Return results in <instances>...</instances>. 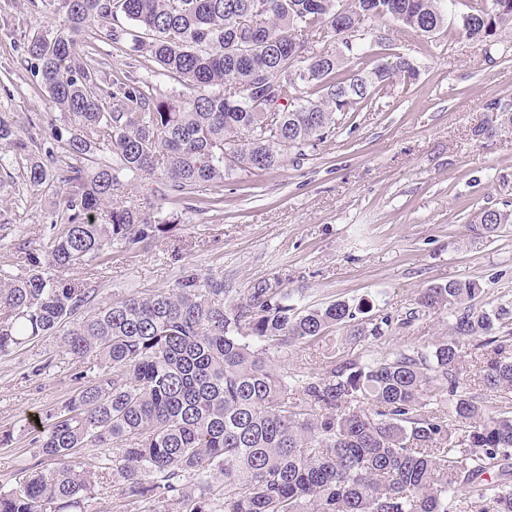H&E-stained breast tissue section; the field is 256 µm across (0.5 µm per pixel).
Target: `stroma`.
Returning a JSON list of instances; mask_svg holds the SVG:
<instances>
[{
  "instance_id": "stroma-1",
  "label": "stroma",
  "mask_w": 512,
  "mask_h": 512,
  "mask_svg": "<svg viewBox=\"0 0 512 512\" xmlns=\"http://www.w3.org/2000/svg\"><path fill=\"white\" fill-rule=\"evenodd\" d=\"M59 22L47 0H0V113L23 136L41 119L65 125L25 52L34 34ZM374 33L390 53L419 62L416 81L340 115L334 136L277 172L233 176L222 190L199 188L191 201L162 197L161 181L138 182L126 204L154 201L177 216V234L66 271L64 280L95 286L101 307L171 288L185 268L224 278L241 293L277 274L297 305L367 302L374 315L395 319L381 341L353 346L336 331L282 347L278 367L299 376L321 373L331 356L374 358L446 339L448 312L415 311L420 294L437 283L473 280L482 289L477 306H512V227L489 240L474 238L469 227L483 209L512 213V132L483 141L473 135L489 103L512 112V31L489 56L452 21L432 38L385 20ZM97 45L105 79L144 76L146 60L130 45L104 37ZM217 193L222 203L210 206ZM63 195L56 181L0 189V270L22 274L16 244L35 248L48 239ZM42 365L46 373L35 375ZM92 365L66 355L52 336L0 356V433L12 436L0 445V486H14L20 463L33 460L36 417L61 406L75 376Z\"/></svg>"
}]
</instances>
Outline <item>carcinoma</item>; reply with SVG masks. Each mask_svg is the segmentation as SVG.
<instances>
[{
    "label": "carcinoma",
    "instance_id": "obj_1",
    "mask_svg": "<svg viewBox=\"0 0 512 512\" xmlns=\"http://www.w3.org/2000/svg\"><path fill=\"white\" fill-rule=\"evenodd\" d=\"M62 23L31 37L39 87L68 123L55 132L81 161L53 173L54 148L24 141L0 115V146L25 152L23 183L55 176L66 186L60 222L44 250L18 247L19 277L0 273V355L46 336L97 372L46 414L36 460L0 489V512H84L103 471L122 478L121 512H451L468 494L475 512H512V307L477 308L474 281L425 289L423 312L448 309L451 336L424 350L381 358L331 357L308 378L281 371L272 353L336 330L379 341L390 316L357 323L346 301L289 303L275 274L242 296L224 279L184 269L166 290L92 306L94 289L59 274L158 242L176 227L151 203L100 207L141 179L189 199L200 185L283 168L290 150L324 142L336 114L367 104L415 66L397 56L371 64L373 23L430 36L455 0H51ZM97 28L115 45L146 53L154 78L103 86L92 61ZM512 29V0H480L458 30L490 50ZM332 35L346 48L322 46ZM476 139L512 130L497 103ZM512 216L484 210L471 231L491 238ZM482 336L485 404L461 382L460 343ZM446 402L448 415L429 406ZM99 449L98 463L76 460ZM45 461L55 467L41 468ZM497 468L495 476L485 474Z\"/></svg>",
    "mask_w": 512,
    "mask_h": 512
}]
</instances>
